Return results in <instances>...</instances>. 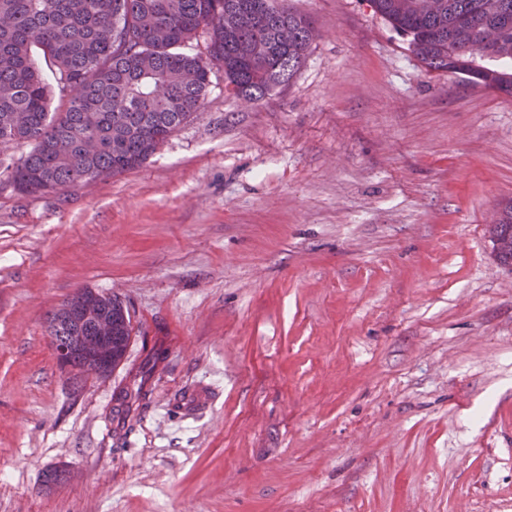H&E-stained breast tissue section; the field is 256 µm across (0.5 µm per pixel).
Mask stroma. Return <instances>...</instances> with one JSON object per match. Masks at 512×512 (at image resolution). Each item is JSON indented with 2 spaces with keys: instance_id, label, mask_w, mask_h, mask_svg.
<instances>
[{
  "instance_id": "stroma-1",
  "label": "stroma",
  "mask_w": 512,
  "mask_h": 512,
  "mask_svg": "<svg viewBox=\"0 0 512 512\" xmlns=\"http://www.w3.org/2000/svg\"><path fill=\"white\" fill-rule=\"evenodd\" d=\"M288 4L317 31L289 85L214 72L140 168L60 195L0 174V512H512V96L369 0ZM83 288L133 331L75 383L46 319ZM494 253L501 263L512 267V203L508 202L498 213L495 224L490 225ZM160 358L158 350H153L148 354V358L138 373L133 377V384L136 386L133 394L134 399H145L149 390L147 389V383L149 380L150 372L155 367L156 363Z\"/></svg>"
}]
</instances>
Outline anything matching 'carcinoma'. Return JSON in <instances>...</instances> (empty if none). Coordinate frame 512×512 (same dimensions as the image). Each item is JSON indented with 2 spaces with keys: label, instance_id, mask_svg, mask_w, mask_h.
I'll list each match as a JSON object with an SVG mask.
<instances>
[{
  "label": "carcinoma",
  "instance_id": "cac0c4a2",
  "mask_svg": "<svg viewBox=\"0 0 512 512\" xmlns=\"http://www.w3.org/2000/svg\"><path fill=\"white\" fill-rule=\"evenodd\" d=\"M369 2L428 71L512 95V0ZM314 38L285 0H0V144L31 146L4 168L8 181L49 195L135 170L197 116L213 70L256 102L293 80ZM56 95L70 96L66 111H50ZM489 234L512 267L511 202ZM88 305L96 317L83 314ZM100 320L115 369L132 333L122 301L85 288L47 319L49 335L68 341L75 379ZM159 358L150 352L133 377L134 399L146 398Z\"/></svg>",
  "mask_w": 512,
  "mask_h": 512
}]
</instances>
